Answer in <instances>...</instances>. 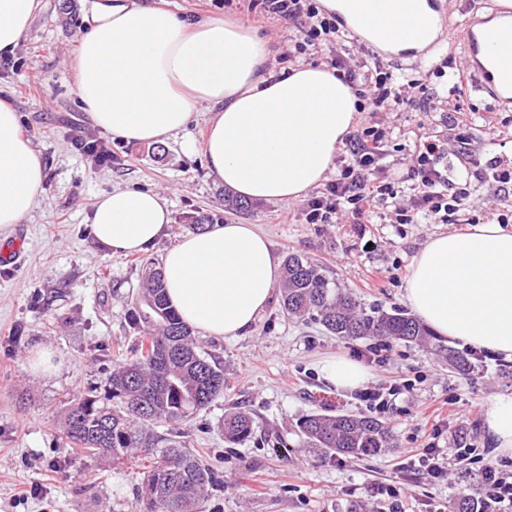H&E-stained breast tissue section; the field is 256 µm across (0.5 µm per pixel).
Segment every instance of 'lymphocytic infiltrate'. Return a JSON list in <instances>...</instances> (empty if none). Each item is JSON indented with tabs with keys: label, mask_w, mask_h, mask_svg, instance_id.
<instances>
[{
	"label": "lymphocytic infiltrate",
	"mask_w": 512,
	"mask_h": 512,
	"mask_svg": "<svg viewBox=\"0 0 512 512\" xmlns=\"http://www.w3.org/2000/svg\"><path fill=\"white\" fill-rule=\"evenodd\" d=\"M248 11H261L288 22L297 31L282 59L299 63L306 56H320L323 64L334 70L356 98L360 112H398L407 108L431 111L426 99L418 97L421 80L404 78L395 81L381 63H368L343 49L344 32L335 14L326 12L318 0H247ZM453 101H441L447 112L448 134L425 140L415 153L407 172L414 180L409 199L398 196L395 174L382 172L380 163L388 155L389 136L375 126L364 128L348 142V156L339 176L328 183L320 194L307 201L303 216L309 224H335L347 219L354 224L373 223L381 207L391 208L399 224H414L419 218L437 223H456L461 207L478 208L468 185L458 182L444 159L455 157L459 164L471 161V141L456 114L460 100L468 92L464 69L452 75ZM458 461L480 465L484 478V496L477 512H512V474L486 462L480 448H461Z\"/></svg>",
	"instance_id": "1"
}]
</instances>
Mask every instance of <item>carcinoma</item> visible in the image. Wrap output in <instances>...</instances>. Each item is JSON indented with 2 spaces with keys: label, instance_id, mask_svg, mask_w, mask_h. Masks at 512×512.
<instances>
[{
  "label": "carcinoma",
  "instance_id": "1",
  "mask_svg": "<svg viewBox=\"0 0 512 512\" xmlns=\"http://www.w3.org/2000/svg\"><path fill=\"white\" fill-rule=\"evenodd\" d=\"M143 274L145 288L130 314L140 333L134 351L113 365L107 396L90 390L70 406L60 433L88 456L134 462L151 456L143 472L142 512H196L218 478L185 449L180 435L159 437L154 425L180 423L205 410L224 392V369L169 305L161 270L147 261ZM280 293L288 317L315 321L340 338L380 336L429 346L454 368L469 366L416 318L399 310L367 313L307 258L286 257ZM297 427L306 447L329 461L394 447L392 429L372 416L317 411L301 417ZM222 428L225 442L238 444L252 435L253 419L233 410L224 415Z\"/></svg>",
  "mask_w": 512,
  "mask_h": 512
}]
</instances>
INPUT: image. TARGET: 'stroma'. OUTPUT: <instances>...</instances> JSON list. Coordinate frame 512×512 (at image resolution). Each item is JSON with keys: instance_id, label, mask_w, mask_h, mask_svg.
Masks as SVG:
<instances>
[{"instance_id": "stroma-1", "label": "stroma", "mask_w": 512, "mask_h": 512, "mask_svg": "<svg viewBox=\"0 0 512 512\" xmlns=\"http://www.w3.org/2000/svg\"><path fill=\"white\" fill-rule=\"evenodd\" d=\"M172 9L221 14L257 29L272 57L288 44L287 23L247 12L224 0H169ZM80 0H45L43 11L8 63L0 62V92L20 115L23 133L39 151L45 169L44 193L26 219L12 225L8 240H21L19 267H0V512H139L142 476L134 463L80 453L62 438L59 426L74 399L89 389L105 392L112 365L135 339L130 312L144 287L142 264L160 262L183 236L195 232L197 217L211 223L255 224L279 256L294 253L319 263L337 287L349 290L365 310H407L404 298L412 260L427 239L455 232L452 224L421 220L393 224L380 209L373 224H308L304 200L254 203L238 214L224 207V185L213 176L202 152L212 116L201 107L189 126L157 145L135 144L102 133L80 106L73 56L83 31ZM351 51L380 61L393 76L418 73L428 91L449 93L448 78L432 77L442 61L463 63L460 37L431 55H392L366 40L349 39ZM467 133L474 153L470 166L473 198L493 195L482 174L493 161L512 164V105L472 86ZM494 108L508 128H485L482 110ZM379 123L391 135L388 163L408 169L419 141L445 135L442 112H361L362 130ZM111 147L117 159L97 164L81 141ZM116 188L154 190L169 200L171 221L144 253L110 252L94 238L89 223L97 198ZM201 347L224 368V393L189 420L187 447L214 468L221 483L198 512H387L375 497L380 484L400 490L407 512H450L460 496L483 485L479 469L453 467L434 480L413 462L430 442L444 454L457 444L486 447L483 424L488 402L512 393V360L488 355L468 372L449 367L433 350L386 339L388 358L372 365V380L400 384L381 419L393 429L395 446L362 459L320 462L305 448L296 427L303 415L327 408L365 413L354 392L329 386L319 373L321 359L343 355L363 361L375 338H339L315 322L288 318L273 299L240 339L199 337ZM53 350L61 367L51 376L31 374L28 360ZM249 410L255 432L228 445L221 423L229 406ZM437 415L438 425L425 421ZM35 485L28 500L16 501L20 485Z\"/></svg>"}]
</instances>
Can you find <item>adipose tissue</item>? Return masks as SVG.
I'll list each match as a JSON object with an SVG mask.
<instances>
[{
  "instance_id": "1",
  "label": "adipose tissue",
  "mask_w": 512,
  "mask_h": 512,
  "mask_svg": "<svg viewBox=\"0 0 512 512\" xmlns=\"http://www.w3.org/2000/svg\"><path fill=\"white\" fill-rule=\"evenodd\" d=\"M321 3L394 52L422 49L439 30L429 0ZM40 6L0 0V56L14 53ZM84 21L73 70L92 124L129 142L157 143L210 107L208 167L241 198H302L325 180L355 124L356 99L332 70L300 65L275 74L267 41L239 22L180 14L154 0H84ZM397 23L408 37L385 40ZM44 179L18 112L0 97V232L27 217ZM169 222L168 200L153 190H113L90 216L97 241L119 254L148 251ZM161 271L184 323L234 340L271 302L281 262L257 225L227 221L182 237L163 255ZM405 300L437 335L512 359V230L478 224L431 236L413 259ZM320 372L347 391L371 378L367 366L342 356L323 359ZM484 433L496 455L512 458V393L490 399Z\"/></svg>"
}]
</instances>
